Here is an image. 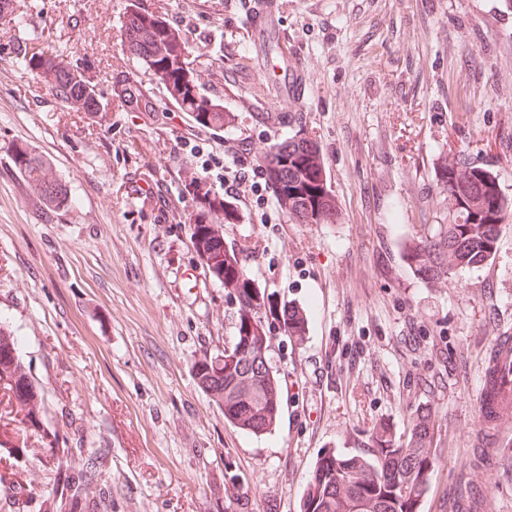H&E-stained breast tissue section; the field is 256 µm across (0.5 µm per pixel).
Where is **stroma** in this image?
I'll return each mask as SVG.
<instances>
[{"instance_id":"1","label":"stroma","mask_w":512,"mask_h":512,"mask_svg":"<svg viewBox=\"0 0 512 512\" xmlns=\"http://www.w3.org/2000/svg\"><path fill=\"white\" fill-rule=\"evenodd\" d=\"M253 37L241 0H11L0 17V322L45 391L76 460L101 453L112 512H300L318 456L369 455L435 418L420 512H512V450L482 439V357L512 331V217L494 256L420 279L411 245L455 209L460 155L512 199V9L502 0H274ZM180 35L224 126L196 124L121 47L130 6ZM80 70L100 110L57 98L19 45ZM301 77L300 94L286 82ZM319 147L329 224L290 220L265 175L274 143ZM195 136L188 144L186 136ZM46 158L67 185L50 211L10 163ZM256 181L229 199L224 247L272 302L308 316L293 338L262 311L281 414L253 435L224 419L193 365L236 334L233 289L193 248L194 187ZM48 449L17 463L20 512H53Z\"/></svg>"}]
</instances>
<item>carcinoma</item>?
<instances>
[{"label":"carcinoma","instance_id":"obj_1","mask_svg":"<svg viewBox=\"0 0 512 512\" xmlns=\"http://www.w3.org/2000/svg\"><path fill=\"white\" fill-rule=\"evenodd\" d=\"M121 47L139 60L153 80L204 127L224 126L221 105L202 94L186 66L185 52L178 33L165 21L150 19L134 7L122 24ZM23 63L31 72H55V94L69 100L80 98L89 112L99 110L97 94L82 74L57 64L42 52L23 51ZM317 143L302 135H293L274 143L264 159L268 180L293 221L298 224H327L336 215L330 189L318 159ZM15 171L35 184L46 205L60 207L67 200L62 180L49 172L46 161L28 147L13 149ZM443 189L452 193L458 210L447 224L425 238L411 253L415 273L424 280L448 275L446 257L452 254L457 264L472 268L487 261L496 251L501 225L512 207L498 189L497 177L476 166L466 156L459 166L444 173ZM224 208L210 203L193 218V247L207 272L224 286L236 291L239 304L230 353L202 359L194 364V378L212 399L224 408V421L262 435L276 426L281 411L280 388L268 365L267 336L258 314L264 295L248 287L236 258L224 250L220 222L213 213ZM0 382L8 396L15 421L31 433L59 444L56 432L42 428L45 393L19 354V341L8 328L0 326ZM430 410H419L410 438L395 445L388 439L378 441L377 455L320 456L314 474L300 504L301 512H419L428 490V474L433 463L430 448L434 430ZM54 471L53 490L68 512H112V498L88 490L101 467L91 456L82 465L80 475L72 473L71 449L60 448ZM20 485L15 472H0V496L4 504H16Z\"/></svg>","mask_w":512,"mask_h":512}]
</instances>
